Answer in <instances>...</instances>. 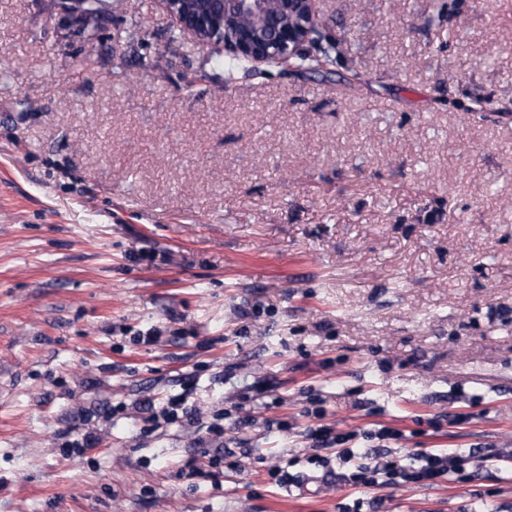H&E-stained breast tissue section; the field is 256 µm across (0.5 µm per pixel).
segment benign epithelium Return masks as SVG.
<instances>
[{
    "instance_id": "obj_1",
    "label": "benign epithelium",
    "mask_w": 512,
    "mask_h": 512,
    "mask_svg": "<svg viewBox=\"0 0 512 512\" xmlns=\"http://www.w3.org/2000/svg\"><path fill=\"white\" fill-rule=\"evenodd\" d=\"M181 35L253 62H285L314 41L315 0H160ZM67 25L82 19L79 0H62Z\"/></svg>"
}]
</instances>
